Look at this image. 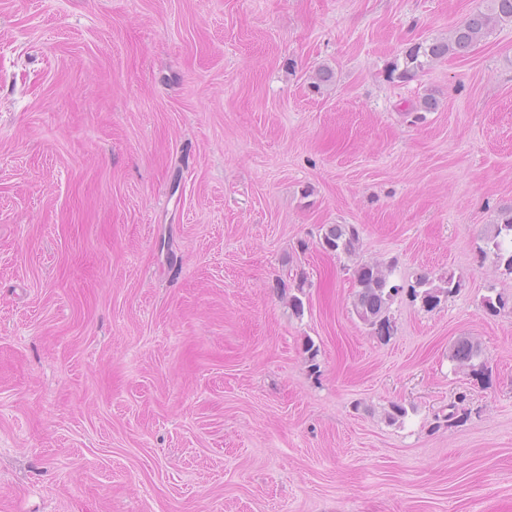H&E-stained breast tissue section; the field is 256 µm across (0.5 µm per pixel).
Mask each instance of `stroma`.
I'll use <instances>...</instances> for the list:
<instances>
[{
  "label": "stroma",
  "mask_w": 512,
  "mask_h": 512,
  "mask_svg": "<svg viewBox=\"0 0 512 512\" xmlns=\"http://www.w3.org/2000/svg\"><path fill=\"white\" fill-rule=\"evenodd\" d=\"M480 3L0 0V512H512V23L388 76ZM485 258L491 257L492 264L503 274L512 275V210L506 211L492 224L486 234ZM320 245L337 257H357L362 247L359 229L352 224H330L325 229ZM392 265L378 261H358L353 268L357 290L352 303L355 315L381 340L392 335L388 315L391 302L401 289L391 280ZM440 284H435V279L428 275L420 276L417 280L418 288H423L420 295L422 302L431 309L437 306L441 299V296L448 297L449 294L453 293V290L458 288V284H454L453 277L448 275L447 277H440L438 279ZM481 355L479 343L470 337H460L450 350L449 357L460 367L472 365V362Z\"/></svg>",
  "instance_id": "35a3bbf8"
}]
</instances>
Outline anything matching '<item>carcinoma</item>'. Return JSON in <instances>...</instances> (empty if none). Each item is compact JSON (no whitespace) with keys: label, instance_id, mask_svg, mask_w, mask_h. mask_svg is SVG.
Segmentation results:
<instances>
[{"label":"carcinoma","instance_id":"carcinoma-1","mask_svg":"<svg viewBox=\"0 0 512 512\" xmlns=\"http://www.w3.org/2000/svg\"><path fill=\"white\" fill-rule=\"evenodd\" d=\"M466 20L446 38L414 43L405 48L400 60L394 62L390 73L407 80L424 71L433 62L465 53L493 27L512 22V0H483ZM320 245L336 256L357 257L362 247L359 229L353 224H330L325 229ZM484 256L503 273L512 275V210L506 211L491 225L486 234ZM392 265L378 261H358L353 268L356 291L352 303L355 315L385 340L392 335L393 326L388 315L391 302L401 286L391 280ZM422 288V302L431 309L440 303V297L458 288L453 277L437 280L423 275L417 280ZM481 355L480 344L470 337L459 338L450 350V358L459 366H469Z\"/></svg>","mask_w":512,"mask_h":512}]
</instances>
